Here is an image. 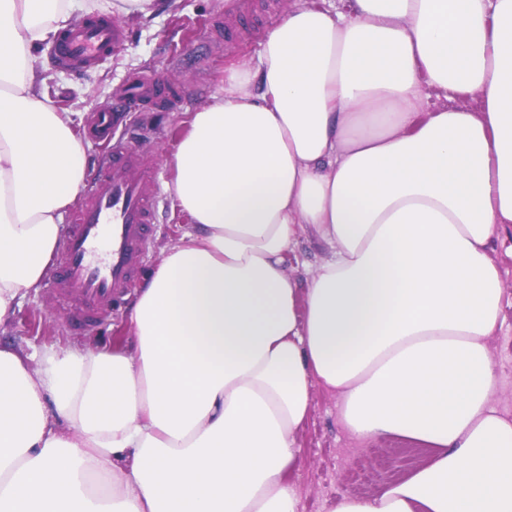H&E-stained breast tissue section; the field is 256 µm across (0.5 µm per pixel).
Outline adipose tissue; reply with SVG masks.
<instances>
[{"label": "adipose tissue", "mask_w": 512, "mask_h": 512, "mask_svg": "<svg viewBox=\"0 0 512 512\" xmlns=\"http://www.w3.org/2000/svg\"><path fill=\"white\" fill-rule=\"evenodd\" d=\"M98 0H0V327L37 291L88 154L34 48ZM477 109L424 107V90ZM189 222L132 354L0 345V512H300L312 387L428 464L330 512H512L488 341L512 236V0H292L191 114ZM327 248L288 272L300 228Z\"/></svg>", "instance_id": "adipose-tissue-1"}]
</instances>
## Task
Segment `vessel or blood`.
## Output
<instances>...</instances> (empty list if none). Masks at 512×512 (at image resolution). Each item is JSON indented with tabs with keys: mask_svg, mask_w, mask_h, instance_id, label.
I'll return each instance as SVG.
<instances>
[{
	"mask_svg": "<svg viewBox=\"0 0 512 512\" xmlns=\"http://www.w3.org/2000/svg\"><path fill=\"white\" fill-rule=\"evenodd\" d=\"M254 10L253 0H224V12L213 21L214 32L234 29L239 17ZM126 37L109 17H97L64 31L53 59L63 68L85 72L110 56ZM163 102L176 111L186 103L180 90L157 92L150 71L132 76L125 89L124 111ZM93 136L106 149L79 192L71 223L57 246L48 281L66 304V321L76 331L101 322L128 302L151 247L152 226L164 199L160 169L143 158L133 139L121 138L111 110H102ZM105 243V264L92 263L93 248Z\"/></svg>",
	"mask_w": 512,
	"mask_h": 512,
	"instance_id": "obj_1",
	"label": "vessel or blood"
}]
</instances>
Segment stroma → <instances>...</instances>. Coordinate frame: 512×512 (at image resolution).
Listing matches in <instances>:
<instances>
[{"instance_id":"obj_1","label":"stroma","mask_w":512,"mask_h":512,"mask_svg":"<svg viewBox=\"0 0 512 512\" xmlns=\"http://www.w3.org/2000/svg\"><path fill=\"white\" fill-rule=\"evenodd\" d=\"M162 2V8L148 17L114 12V19L127 30V42L98 72L83 75L56 67L46 43L34 53V69L39 88L50 103L58 111L78 113L83 127L95 112L117 100L124 83L136 72L149 69L165 83L189 89L191 96L182 110L169 111L150 104L139 117L148 131L142 147L160 164L162 180L167 183L173 176L171 160L188 130L190 113L208 104L220 90L226 66L258 56L275 16L284 14L290 0H275L274 16L250 20L251 37L228 49L207 29L208 20L223 11L224 0ZM186 228V218L175 209L172 199H165L150 264H157L162 252L177 244ZM491 256L506 285L504 323L489 340L499 374L494 404L512 419V242H494ZM0 343L31 345L45 352L78 348L109 354L131 351L133 333L125 313L85 333H72L62 303L44 287L23 299L0 330ZM298 443L303 457L293 479L301 512H329L331 503L342 497L370 496L388 485L389 471L406 478L430 457L428 449L402 438L367 441L350 436L338 422L336 396L319 387L313 390L312 411L298 433Z\"/></svg>"}]
</instances>
